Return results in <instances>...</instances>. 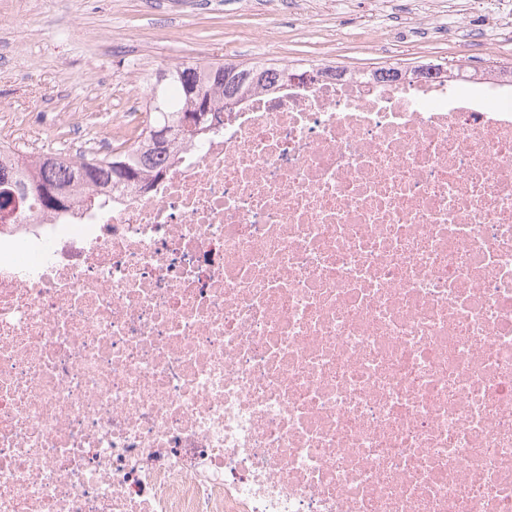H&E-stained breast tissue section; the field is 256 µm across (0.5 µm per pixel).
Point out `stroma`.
I'll use <instances>...</instances> for the list:
<instances>
[{
    "label": "stroma",
    "instance_id": "stroma-1",
    "mask_svg": "<svg viewBox=\"0 0 512 512\" xmlns=\"http://www.w3.org/2000/svg\"><path fill=\"white\" fill-rule=\"evenodd\" d=\"M268 4L249 15L240 0H0V145L37 152L34 116L50 119L56 142L84 113L111 129L145 105L157 74L179 63L329 64L350 71L427 62L456 63L470 52L464 36L447 41L393 39L370 51L336 38L335 13L307 0L277 15Z\"/></svg>",
    "mask_w": 512,
    "mask_h": 512
}]
</instances>
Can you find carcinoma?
I'll list each match as a JSON object with an SVG mask.
<instances>
[{"label": "carcinoma", "mask_w": 512, "mask_h": 512, "mask_svg": "<svg viewBox=\"0 0 512 512\" xmlns=\"http://www.w3.org/2000/svg\"><path fill=\"white\" fill-rule=\"evenodd\" d=\"M284 67L255 63L211 62L188 63L165 70L164 78L156 79L149 90L146 107L144 138L120 152L84 154L73 161L65 157L40 155L22 161L16 152L0 146V198L13 191L23 197L20 209L36 210L53 218L69 215L75 206L97 210L119 197V192L134 188L161 166L171 165L176 148L199 140V137L177 131L168 143L160 146L153 130L158 126L175 125L184 114L199 112L204 116L203 127L211 130L219 124L220 114L229 102H241L257 90H270L283 80ZM408 72L430 78L448 67L425 63ZM37 186L64 188L65 203L55 207L35 191Z\"/></svg>", "instance_id": "obj_1"}]
</instances>
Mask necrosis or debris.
<instances>
[{
  "mask_svg": "<svg viewBox=\"0 0 512 512\" xmlns=\"http://www.w3.org/2000/svg\"><path fill=\"white\" fill-rule=\"evenodd\" d=\"M43 229L0 225V512H512V77L258 93Z\"/></svg>",
  "mask_w": 512,
  "mask_h": 512,
  "instance_id": "obj_1",
  "label": "necrosis or debris"
}]
</instances>
